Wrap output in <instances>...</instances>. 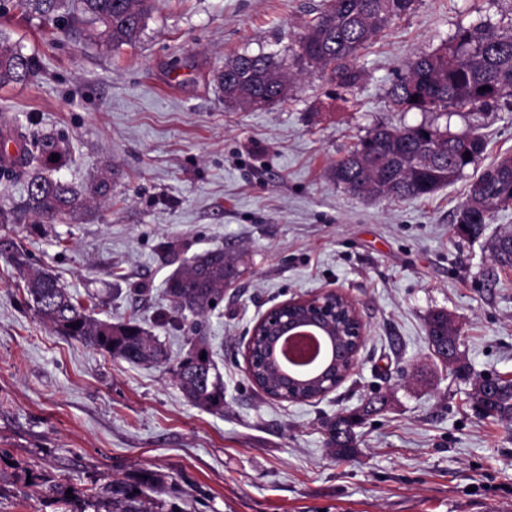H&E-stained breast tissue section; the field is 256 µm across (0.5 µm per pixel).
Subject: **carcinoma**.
Wrapping results in <instances>:
<instances>
[{"label":"carcinoma","instance_id":"carcinoma-1","mask_svg":"<svg viewBox=\"0 0 512 512\" xmlns=\"http://www.w3.org/2000/svg\"><path fill=\"white\" fill-rule=\"evenodd\" d=\"M12 8L25 16L37 11L58 14L67 0H11ZM414 0H330L292 48L301 71H317L338 89H350L361 80L357 60L360 51L388 31L407 14ZM90 25L101 27L98 36L112 46L132 45L155 9V0H80ZM39 71L35 59L22 52L0 32V87L23 84ZM224 101L246 108L270 107L288 95V60L274 53L242 54L225 64L217 76ZM489 90L484 91L482 87ZM417 100H412V96ZM392 103L406 111L442 112L450 107L484 108L512 100V29L496 31L479 23L461 26L434 51L415 57L390 90ZM22 167L0 163V180L10 182L30 174L24 211L38 220L65 223L77 218L89 199L108 201L112 186L108 176L93 180L84 190L43 174L37 167L63 166L69 152L62 139L25 128L16 138ZM486 151L485 139L475 133L458 135L450 126L420 123L414 126L378 125L331 171L336 184L372 198L414 200L428 197L456 182L464 170ZM470 160H465V154ZM57 154L59 159L51 160ZM512 199V156L501 157L471 184L456 215L458 229L471 238L483 235L508 200ZM0 254L20 268L27 301L38 317L64 336L90 345L114 359L128 363L165 364L194 405L215 413L224 411V383L215 372L207 338L194 336L188 349L171 358L157 337L130 318L112 323L91 316L89 307L59 285L49 273L14 251L13 243L0 240ZM496 265L512 267V232L493 245ZM235 259L222 249L208 250L183 260L167 281L171 309L198 317L217 309L224 301V286L238 276ZM215 305H210V302ZM427 336L435 354L443 358L459 350L458 330L448 327V315H431ZM206 358H201V355ZM476 403L488 417L512 425V377L496 376L479 382ZM384 404L378 397L360 412L338 416L325 425L328 447L349 457L357 447L354 428L365 416ZM166 493L160 475L141 470L133 477L114 479L84 495V509L93 512H161Z\"/></svg>","mask_w":512,"mask_h":512}]
</instances>
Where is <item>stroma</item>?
I'll return each mask as SVG.
<instances>
[{"label":"stroma","instance_id":"stroma-1","mask_svg":"<svg viewBox=\"0 0 512 512\" xmlns=\"http://www.w3.org/2000/svg\"><path fill=\"white\" fill-rule=\"evenodd\" d=\"M326 0H159L139 40L118 48L70 15L0 10V31L34 55L38 75L0 87V120L66 139L55 178L84 188L110 171L112 198L67 224L21 212L25 178L0 181V223L34 265L99 319L135 316L177 354L187 324L173 313L165 250L224 248L239 258L222 306L203 320L224 380V410L193 405L163 366L132 365L61 336L29 306L18 271L0 259V512H58L75 493L140 469L160 474L167 512H512V429L479 413L472 376H512V267L491 236L472 241L457 207L491 163L512 155V107L457 109L450 130L486 136L478 164L434 194L398 202L357 195L330 171L374 126L417 125L388 90L405 64L458 24L512 29V0H416L363 52L355 87L333 94L299 76L263 109L225 104L216 75L233 57L290 55ZM177 86H169L171 76ZM339 289L367 326L357 365L333 392L276 401L245 374L247 332L271 306ZM460 328L469 376L431 352L426 320ZM386 406L357 427L351 460L326 446L324 421Z\"/></svg>","mask_w":512,"mask_h":512}]
</instances>
